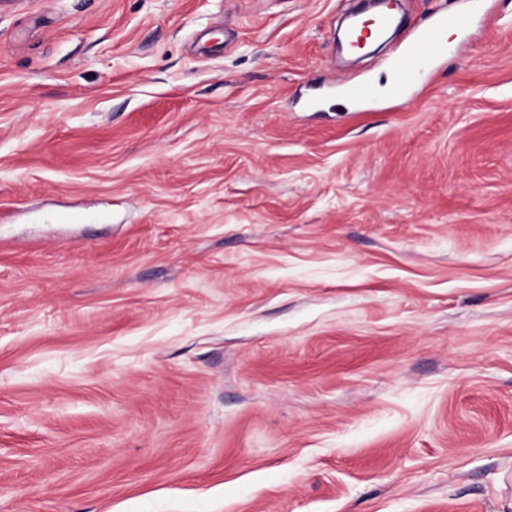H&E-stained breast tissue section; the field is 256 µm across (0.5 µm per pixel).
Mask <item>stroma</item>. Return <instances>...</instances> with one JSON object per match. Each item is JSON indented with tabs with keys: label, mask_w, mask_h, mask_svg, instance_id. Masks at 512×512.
<instances>
[{
	"label": "stroma",
	"mask_w": 512,
	"mask_h": 512,
	"mask_svg": "<svg viewBox=\"0 0 512 512\" xmlns=\"http://www.w3.org/2000/svg\"><path fill=\"white\" fill-rule=\"evenodd\" d=\"M358 4L0 0V512H512V0ZM473 23L474 15L470 13L451 17L442 15L415 32L405 49L392 60L395 75L393 97L404 96L423 77L429 65L448 51V28L463 33Z\"/></svg>",
	"instance_id": "stroma-1"
}]
</instances>
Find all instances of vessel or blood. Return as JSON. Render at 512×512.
Masks as SVG:
<instances>
[{"instance_id": "obj_1", "label": "vessel or blood", "mask_w": 512, "mask_h": 512, "mask_svg": "<svg viewBox=\"0 0 512 512\" xmlns=\"http://www.w3.org/2000/svg\"><path fill=\"white\" fill-rule=\"evenodd\" d=\"M474 23V15L440 16L432 24L415 32L408 45L392 61L395 81L393 97L404 96L425 74L427 68L448 50V32H466Z\"/></svg>"}]
</instances>
